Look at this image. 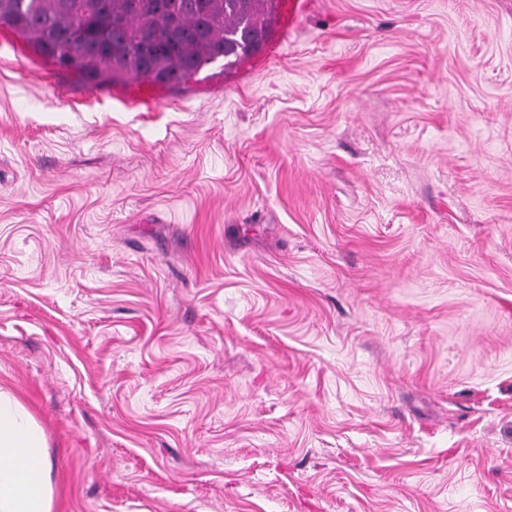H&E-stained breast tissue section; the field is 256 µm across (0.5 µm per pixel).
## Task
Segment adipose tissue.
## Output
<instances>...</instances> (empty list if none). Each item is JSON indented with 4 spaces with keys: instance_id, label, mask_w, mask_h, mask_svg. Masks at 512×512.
<instances>
[{
    "instance_id": "obj_1",
    "label": "adipose tissue",
    "mask_w": 512,
    "mask_h": 512,
    "mask_svg": "<svg viewBox=\"0 0 512 512\" xmlns=\"http://www.w3.org/2000/svg\"><path fill=\"white\" fill-rule=\"evenodd\" d=\"M51 470L44 429L0 390V512H52Z\"/></svg>"
}]
</instances>
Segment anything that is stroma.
Instances as JSON below:
<instances>
[{
  "label": "stroma",
  "instance_id": "obj_1",
  "mask_svg": "<svg viewBox=\"0 0 512 512\" xmlns=\"http://www.w3.org/2000/svg\"><path fill=\"white\" fill-rule=\"evenodd\" d=\"M0 387L53 512H512V0L176 86L0 27Z\"/></svg>",
  "mask_w": 512,
  "mask_h": 512
}]
</instances>
